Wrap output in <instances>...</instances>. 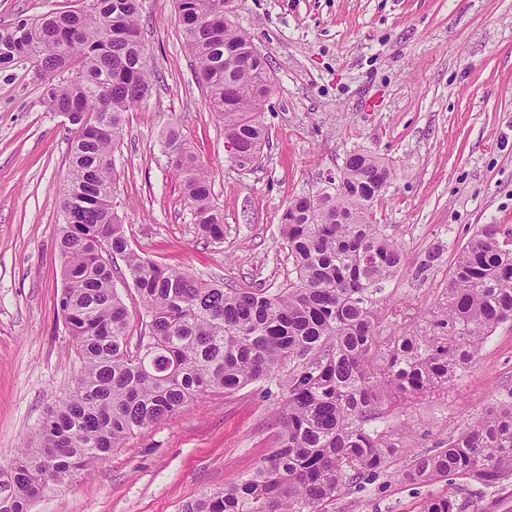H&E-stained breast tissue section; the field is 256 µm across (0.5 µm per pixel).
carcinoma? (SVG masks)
<instances>
[{"mask_svg": "<svg viewBox=\"0 0 512 512\" xmlns=\"http://www.w3.org/2000/svg\"><path fill=\"white\" fill-rule=\"evenodd\" d=\"M186 47L224 138L259 159L261 110L272 90L267 59L224 0H176ZM0 26V68L34 64L41 101L71 115L74 137L62 187L58 248L60 311L79 367L70 392L43 419L9 472L0 512L30 501L122 448L134 434L187 409L200 394L276 381L286 392L278 447L229 487L201 492L181 512H325L363 475L383 469L407 434L394 419L422 397L448 393L500 324L512 321V239L496 224L459 249L445 287L420 318L377 305L403 253L375 207L395 169L365 150L350 153L337 185L293 197L280 220L291 262L288 285L226 288L163 266L130 245L113 204L114 152L125 115L144 102L139 0H89ZM201 238L224 239L208 175L179 132L165 137ZM123 258L143 308L136 345L114 288L109 257ZM495 487L512 476V402L448 429L406 477H448ZM421 512H465L452 496Z\"/></svg>", "mask_w": 512, "mask_h": 512, "instance_id": "obj_1", "label": "carcinoma"}]
</instances>
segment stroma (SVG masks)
I'll use <instances>...</instances> for the list:
<instances>
[{"mask_svg": "<svg viewBox=\"0 0 512 512\" xmlns=\"http://www.w3.org/2000/svg\"><path fill=\"white\" fill-rule=\"evenodd\" d=\"M84 0H0V24L84 7ZM268 59L269 140L239 169L210 112L177 20L176 0H140L147 101L128 113L114 153V204L132 248L159 264L241 288H280L291 264L280 234L289 199L327 188L352 151L396 171L378 223L403 266L387 301L425 311L477 227L512 236V0H230ZM176 127L205 164L224 239L197 234L164 134ZM73 133L41 104L29 62L0 69V461L34 436L72 388L78 362L58 312L59 189ZM439 251L426 276L416 270ZM283 392L271 382L210 391L79 470L29 512H180L202 490L235 483L278 443ZM512 401V322L481 347L444 398L407 414L417 436L385 472L339 494L327 512H420L452 493L466 512H512V477L487 488L402 479L453 424Z\"/></svg>", "mask_w": 512, "mask_h": 512, "instance_id": "stroma-1", "label": "stroma"}]
</instances>
